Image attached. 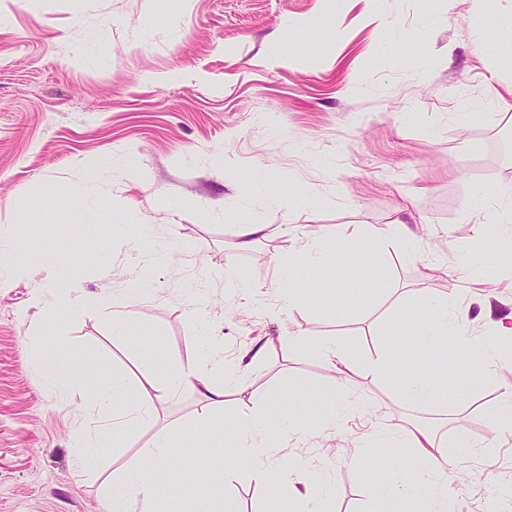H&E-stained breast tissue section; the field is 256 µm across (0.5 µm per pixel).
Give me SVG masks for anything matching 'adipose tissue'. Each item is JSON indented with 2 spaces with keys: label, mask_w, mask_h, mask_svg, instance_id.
Wrapping results in <instances>:
<instances>
[{
  "label": "adipose tissue",
  "mask_w": 512,
  "mask_h": 512,
  "mask_svg": "<svg viewBox=\"0 0 512 512\" xmlns=\"http://www.w3.org/2000/svg\"><path fill=\"white\" fill-rule=\"evenodd\" d=\"M174 254V249L155 240L148 247H136L132 288L141 293L150 290L153 283L148 277L149 271L169 265ZM57 270L59 283L34 289L33 305L45 312L62 307L80 310L84 296L79 285L69 277L68 263L59 262ZM414 308L415 314L408 321L412 342L407 358H415L421 349L436 345L440 337L448 335L456 336L463 346H471V339L460 331L462 312L454 301L421 294L416 297ZM320 354L335 372L336 384L314 394L313 399L327 407L326 423L333 427L346 417L348 403L344 391L361 368L335 341L322 342ZM261 356V350H246L234 362L228 363L220 352L211 348L195 362L175 366L165 352L148 351L146 357L152 368L151 374L139 382L135 396L119 407L113 405L112 393L116 388L125 386L123 376H113L110 382L92 390L87 387L86 372L62 376L63 390L85 394L89 413L87 421L75 429L71 440L75 469L83 474L94 469L90 450L97 447L103 433L109 431L125 437L133 436L153 420L159 405L176 394L187 392L198 396L206 408L223 406L227 392L241 391L250 368ZM289 428L290 424L284 418L272 417L269 402L263 401L235 416L229 428L230 447L239 473L257 484L287 491L298 512H305L308 505L324 502L322 486L307 478L312 461L301 459L290 464L272 461L278 437L284 436ZM373 435L382 443L412 451L397 477L379 487V495L413 502L418 512H448L445 465L449 455H467L466 445L452 450L445 448L437 442L434 432L423 426L408 428L381 424L375 427ZM183 436L179 427L161 430L154 436L145 456L126 463L122 486L113 490L106 500L112 512H127V500L132 496L140 501L142 512H156L157 501L172 495L175 487L183 482L176 465L177 450L183 445Z\"/></svg>",
  "instance_id": "ef3b65f1"
}]
</instances>
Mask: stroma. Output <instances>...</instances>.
<instances>
[{
    "label": "stroma",
    "instance_id": "stroma-1",
    "mask_svg": "<svg viewBox=\"0 0 512 512\" xmlns=\"http://www.w3.org/2000/svg\"><path fill=\"white\" fill-rule=\"evenodd\" d=\"M0 28V233L18 245L22 275L0 287V512H105L104 488L128 456L146 453L144 428L114 450L104 434L97 468L79 475L70 441L83 419L80 395L50 390L39 369L59 373L94 366L128 381L148 373L143 355L163 349L174 363L198 359L201 334L234 359L258 338L297 335L287 353L269 350L248 389L227 397L212 421L197 422L199 403L183 394L158 409L157 424L185 428L199 455L192 489L160 502L161 512H213L224 496L217 472L232 468L220 426L249 399L297 393L300 428L278 460L310 458L312 479L326 483V512H371L374 487L388 483L406 448L368 442L379 422L433 429L455 448L479 455L449 459L453 512H512V434L494 435L499 395L512 386V352L502 349L482 313L494 293L512 313V265L499 243L501 224L483 249L492 278L471 280L465 232L479 236L498 193L512 190V55L498 47L500 21L512 0H9ZM320 19L289 30L285 19ZM153 34L141 39L140 25ZM472 113L463 123L462 113ZM224 156L223 167L211 163ZM133 158L139 181L120 179L114 162ZM96 162V194L81 201L85 165ZM486 211L472 206L477 193ZM417 224L419 249L363 238L329 250V269L291 270L306 290L303 304L279 310V275L268 261L297 238L333 242L353 225ZM265 224L267 238L236 246L240 225ZM177 246L146 295L130 290L131 250L141 226ZM88 301L79 314L44 313L34 288L54 282L57 251ZM211 298L204 321L189 314L197 292ZM453 295L464 329L497 352L486 375L476 352L449 341L420 352L441 386L468 385L467 404L427 407L397 390L410 372L399 362L389 382L356 374L344 422L323 429L326 409L309 401L336 374L315 350L332 337L359 363L380 351L406 350L404 317L419 293ZM109 297L142 328L137 344L112 335L96 299ZM450 371H443V362ZM331 461L317 460L319 446ZM385 469L368 475L371 460ZM238 512H289L246 479L235 488Z\"/></svg>",
    "mask_w": 512,
    "mask_h": 512
}]
</instances>
